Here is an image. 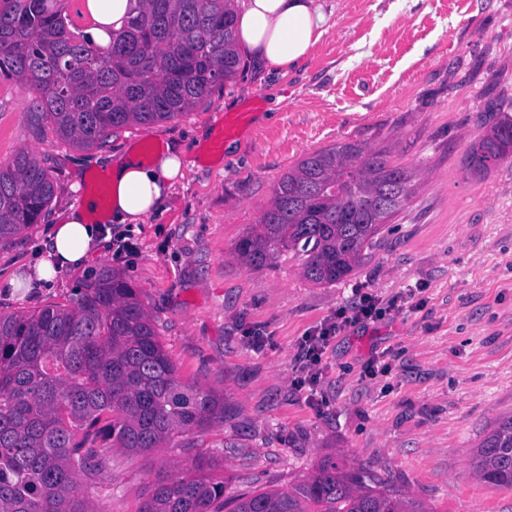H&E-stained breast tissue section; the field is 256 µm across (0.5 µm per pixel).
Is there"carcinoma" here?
Listing matches in <instances>:
<instances>
[{
    "label": "carcinoma",
    "instance_id": "carcinoma-1",
    "mask_svg": "<svg viewBox=\"0 0 512 512\" xmlns=\"http://www.w3.org/2000/svg\"><path fill=\"white\" fill-rule=\"evenodd\" d=\"M59 2L0 0V83L31 89L38 112L75 146L183 116L240 66L233 0H130L127 25L102 49L76 40ZM511 156L507 116L475 142L469 158L478 163L468 167L481 173ZM416 177L356 143L308 155L279 179L270 206L239 240V259L263 267L292 252L315 285L347 278L413 197ZM388 180L399 193L384 210L376 191ZM52 196L50 170L33 154L0 164V243L39 223ZM223 418L224 398L180 380L153 316L110 268L90 274L72 306L0 313V512H100L78 484L79 474L109 463L89 437L104 432L113 447L146 454ZM211 469L200 456L159 479L138 512H215L220 503L229 512H429L392 486L366 484L334 456L286 489L228 500ZM475 469L512 488V417L486 437Z\"/></svg>",
    "mask_w": 512,
    "mask_h": 512
}]
</instances>
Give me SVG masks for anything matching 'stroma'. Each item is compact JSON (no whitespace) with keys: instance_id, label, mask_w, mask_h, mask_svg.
I'll return each mask as SVG.
<instances>
[{"instance_id":"obj_1","label":"stroma","mask_w":512,"mask_h":512,"mask_svg":"<svg viewBox=\"0 0 512 512\" xmlns=\"http://www.w3.org/2000/svg\"><path fill=\"white\" fill-rule=\"evenodd\" d=\"M327 31L299 66L240 69L182 117L113 132L98 148L60 140L32 91L0 84V162L31 152L53 176L40 223L0 247V313L73 305L104 267L136 289L182 381L223 395L222 422L81 476L100 512H138L149 487L198 455L225 497L285 488L327 455L401 489L429 512H512V488L484 482L472 457L512 416V157L468 170L472 144L512 116V0H325ZM233 112L250 113L213 153ZM356 142L416 172L411 201L384 224L356 274L315 285L293 254L253 267L236 252L280 177L317 151ZM183 152L162 211L109 224L132 239L131 262L92 250L48 287H12L29 273L58 213L107 193L108 156L136 147ZM397 302L391 315L348 323L302 387L307 336L360 298ZM261 335L262 347L252 345Z\"/></svg>"}]
</instances>
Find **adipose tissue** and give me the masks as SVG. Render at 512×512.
Returning <instances> with one entry per match:
<instances>
[{"instance_id": "adipose-tissue-1", "label": "adipose tissue", "mask_w": 512, "mask_h": 512, "mask_svg": "<svg viewBox=\"0 0 512 512\" xmlns=\"http://www.w3.org/2000/svg\"><path fill=\"white\" fill-rule=\"evenodd\" d=\"M86 8L94 21L86 35L104 45L108 42L105 26H122L129 0H87ZM326 22L322 0H241L236 14V42L252 65L289 69L306 60L325 34ZM181 168L179 151L147 161L136 150H129L106 171L112 189L107 220L143 223L162 205ZM95 210L96 203L90 199L81 207L59 213L46 250L34 264V279L16 276L12 285L28 288L36 280L51 281L65 270L82 266L91 247H104L107 239L101 234Z\"/></svg>"}]
</instances>
